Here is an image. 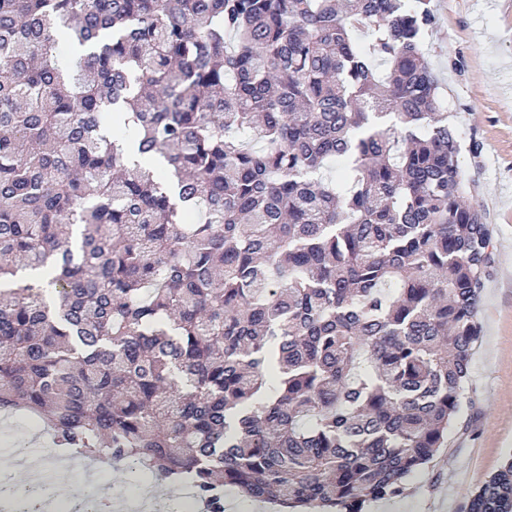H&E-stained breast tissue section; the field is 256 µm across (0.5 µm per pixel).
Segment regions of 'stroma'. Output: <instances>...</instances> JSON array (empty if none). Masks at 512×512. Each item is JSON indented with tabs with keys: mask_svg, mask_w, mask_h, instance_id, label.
<instances>
[{
	"mask_svg": "<svg viewBox=\"0 0 512 512\" xmlns=\"http://www.w3.org/2000/svg\"><path fill=\"white\" fill-rule=\"evenodd\" d=\"M437 25L426 49L440 92L460 133L461 164L473 199L492 231L469 379L458 420L433 459L402 494L363 512H468L472 493L512 457V0H432ZM42 449L53 485L84 493L134 492L142 473L63 467L42 425L23 413H0V474L17 477L18 446Z\"/></svg>",
	"mask_w": 512,
	"mask_h": 512,
	"instance_id": "obj_1",
	"label": "stroma"
}]
</instances>
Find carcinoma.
Listing matches in <instances>:
<instances>
[{"instance_id":"obj_1","label":"carcinoma","mask_w":512,"mask_h":512,"mask_svg":"<svg viewBox=\"0 0 512 512\" xmlns=\"http://www.w3.org/2000/svg\"><path fill=\"white\" fill-rule=\"evenodd\" d=\"M434 26L430 0H0V412L213 505L401 493L460 410L492 247ZM468 512H512L511 460Z\"/></svg>"}]
</instances>
